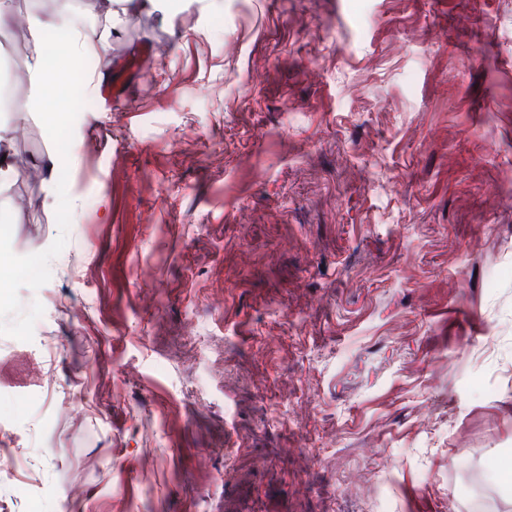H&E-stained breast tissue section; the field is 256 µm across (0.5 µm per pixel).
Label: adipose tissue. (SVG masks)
<instances>
[{
  "mask_svg": "<svg viewBox=\"0 0 512 512\" xmlns=\"http://www.w3.org/2000/svg\"><path fill=\"white\" fill-rule=\"evenodd\" d=\"M16 16L0 6V29L19 22ZM23 22L29 34V73L30 91L27 96L13 98L9 110L14 121L25 120L29 114H40L46 125L56 120V106L50 105L46 98L45 38L53 36L56 41L71 49L73 55L91 54L97 57L100 68H107L109 58L105 51L104 40L91 41L84 34V20L74 15L59 13L30 14Z\"/></svg>",
  "mask_w": 512,
  "mask_h": 512,
  "instance_id": "obj_1",
  "label": "adipose tissue"
}]
</instances>
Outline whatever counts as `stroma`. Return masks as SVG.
I'll return each mask as SVG.
<instances>
[{"label": "stroma", "mask_w": 512, "mask_h": 512, "mask_svg": "<svg viewBox=\"0 0 512 512\" xmlns=\"http://www.w3.org/2000/svg\"><path fill=\"white\" fill-rule=\"evenodd\" d=\"M108 57L0 143V512H512V0H147Z\"/></svg>", "instance_id": "obj_1"}]
</instances>
